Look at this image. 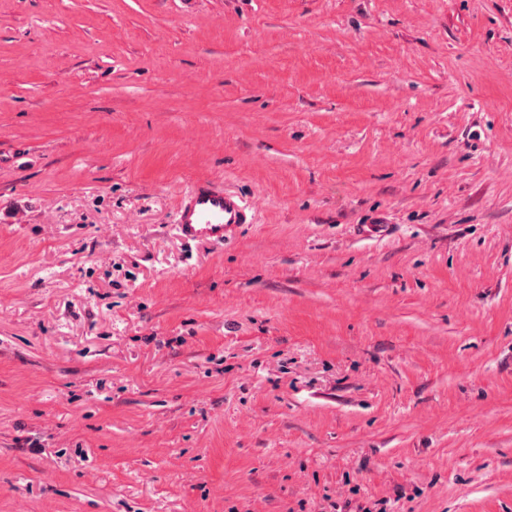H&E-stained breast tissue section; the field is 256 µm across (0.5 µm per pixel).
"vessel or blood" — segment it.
Masks as SVG:
<instances>
[{
  "label": "vessel or blood",
  "instance_id": "b4317fda",
  "mask_svg": "<svg viewBox=\"0 0 512 512\" xmlns=\"http://www.w3.org/2000/svg\"><path fill=\"white\" fill-rule=\"evenodd\" d=\"M251 216L242 197L225 187L223 180L192 183L177 213L180 235L189 241L221 243Z\"/></svg>",
  "mask_w": 512,
  "mask_h": 512
}]
</instances>
